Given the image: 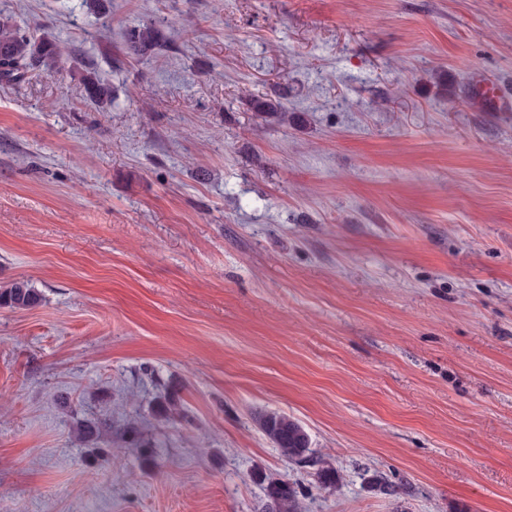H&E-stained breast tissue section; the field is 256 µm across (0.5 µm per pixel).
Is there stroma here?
<instances>
[{
  "mask_svg": "<svg viewBox=\"0 0 512 512\" xmlns=\"http://www.w3.org/2000/svg\"><path fill=\"white\" fill-rule=\"evenodd\" d=\"M0 17L65 47L0 83V283L42 295L0 308V512H263L266 477L303 512H512V104L473 96L512 89V0ZM149 21L171 50L123 52ZM281 87L287 120L252 110ZM85 98L94 106L104 108L112 101V87L104 82L95 71H86L82 77ZM40 302V293L28 280L14 279L0 288V307L24 310ZM258 421L281 456L297 465L316 467V478L322 487L336 486L340 479L338 470L311 448L310 436L297 420L277 412H265L259 415Z\"/></svg>",
  "mask_w": 512,
  "mask_h": 512,
  "instance_id": "1",
  "label": "stroma"
}]
</instances>
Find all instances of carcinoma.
I'll return each mask as SVG.
<instances>
[{"mask_svg":"<svg viewBox=\"0 0 512 512\" xmlns=\"http://www.w3.org/2000/svg\"><path fill=\"white\" fill-rule=\"evenodd\" d=\"M171 41L165 31L152 22H146L127 30L124 47L127 53L144 55L154 50L170 49ZM62 56L59 42L48 37H33L25 34L10 19H0V82L17 84L22 82L31 69L42 67L48 71L56 69ZM85 98L94 106L102 108L112 101V87L94 71L82 77ZM285 94L261 97L252 100L251 107L259 115L277 114L286 118L283 104ZM41 302L38 290L25 279H14L0 288V307L30 309ZM159 409L168 417L182 418L178 392L167 390L160 396ZM259 425L278 449L281 456L297 465L316 468V478L324 488L336 486L340 479L338 470L311 448L310 436L295 419L277 412H265L258 417ZM103 421L84 419L77 423L76 432L82 442H91L98 435ZM267 500L265 512H301L298 485L288 479H269L264 486Z\"/></svg>","mask_w":512,"mask_h":512,"instance_id":"1","label":"carcinoma"}]
</instances>
